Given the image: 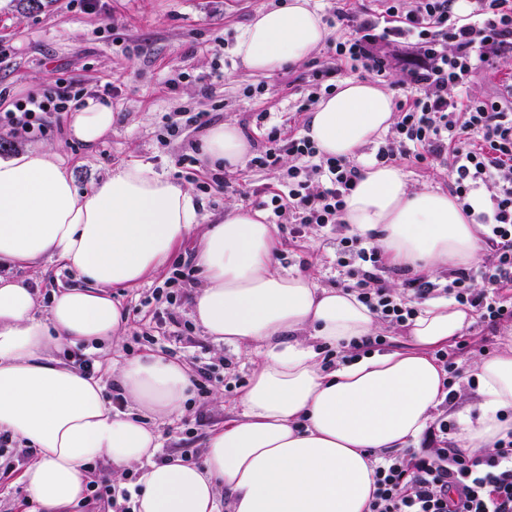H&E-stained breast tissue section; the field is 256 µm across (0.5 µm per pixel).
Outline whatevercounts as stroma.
Segmentation results:
<instances>
[{
  "label": "stroma",
  "mask_w": 512,
  "mask_h": 512,
  "mask_svg": "<svg viewBox=\"0 0 512 512\" xmlns=\"http://www.w3.org/2000/svg\"><path fill=\"white\" fill-rule=\"evenodd\" d=\"M278 0H0V113L13 109L28 93L41 91L56 76L77 88L110 89L114 122L112 133L95 150L71 139L59 112L45 114L41 133L28 136L0 126V157L34 147L51 150L66 159L79 188L87 189L115 166L136 159L151 164L174 181L189 187L200 204L204 223L223 214L227 204L256 208L255 187L278 188L291 157L272 170L248 165L226 170L216 180L213 165L187 160L203 129L188 120L190 113L207 112L212 124L232 121L251 142L258 144V114L266 126L285 133L300 132L310 110L304 91L312 65L332 68L333 84L365 79L362 71L337 64L329 45L347 29L333 21L336 0H312L327 19V46L292 69L260 75L235 63L234 48L242 28L259 10ZM178 136H171V128ZM281 241L276 267L282 272L310 276L322 288H336L333 267L336 238L349 235L348 225L309 227L300 240H291L288 227L276 225ZM172 265L148 277L139 287L119 288L128 328L112 346V365L152 351L185 363L191 372L205 370L209 393H194L183 412L159 426L165 453L192 462L201 458L208 432L239 414L237 396L247 385L254 355L214 343L190 314L194 284L183 288L175 311L180 326L154 316L152 291L163 286ZM505 327L483 330L474 324L464 332L471 348L460 355V377L453 407L438 406V413L457 419L477 399L470 387L476 359L494 353Z\"/></svg>",
  "instance_id": "35a3bbf8"
}]
</instances>
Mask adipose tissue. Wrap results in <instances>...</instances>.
Listing matches in <instances>:
<instances>
[{"label": "adipose tissue", "instance_id": "adipose-tissue-1", "mask_svg": "<svg viewBox=\"0 0 512 512\" xmlns=\"http://www.w3.org/2000/svg\"><path fill=\"white\" fill-rule=\"evenodd\" d=\"M327 35L311 0H283L251 18L234 53L249 71L271 75L306 61ZM70 111L68 132L85 146L111 134L109 100L86 97ZM394 112L380 85L349 80L308 112L301 133L322 154L352 159ZM201 150L233 168L252 145L226 122ZM345 203L343 223L371 238L389 266L429 279L477 258L471 214L446 193L409 190L393 165H366ZM198 222L191 191L140 161L82 192L49 152L0 158V433L36 453L18 483L41 512H68L86 493L89 466L103 459L117 474L141 465L133 512H368L371 453L406 447L426 430L447 396L433 352L472 324L471 308L428 303L406 330V349L326 365L323 347L376 334L374 314L354 293L274 270L280 242L266 213L231 204L200 238L192 316L215 342L251 347L257 359L237 398L241 416L208 433L201 464L155 459L157 422L178 416L189 394L183 363L145 353L113 367L134 404L123 412L98 377L54 357L64 346L101 351L119 340L127 315L113 289L159 271ZM45 261L78 283L58 285L43 306L37 287L14 272ZM474 369L475 414L455 436L470 454L512 430V332Z\"/></svg>", "mask_w": 512, "mask_h": 512}]
</instances>
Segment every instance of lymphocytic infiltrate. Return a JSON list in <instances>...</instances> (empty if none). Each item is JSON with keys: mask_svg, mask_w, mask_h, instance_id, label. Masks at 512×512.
Listing matches in <instances>:
<instances>
[{"mask_svg": "<svg viewBox=\"0 0 512 512\" xmlns=\"http://www.w3.org/2000/svg\"><path fill=\"white\" fill-rule=\"evenodd\" d=\"M380 0L386 26L360 18L346 6L334 9L350 26L349 36L334 46L337 62L355 63L369 73L387 76L383 44L412 48L417 61L401 70L404 99L396 103V121L375 159L389 164L406 160L428 166L449 165L448 189L460 204L474 191L490 195L476 218L483 226V285L471 270H449L447 284L410 274L403 291L391 288L388 267L376 247L352 235L336 241V271L353 278V292L379 319L406 327L418 314V300L446 294L471 307L489 330L512 321V86L503 97H461L479 67L491 68L512 55V0ZM70 86L51 79L43 92L27 94L0 122L30 134L41 129V116L64 109ZM292 156L281 189L266 200L278 223L292 237L305 228L339 223L344 199L361 176L362 167L343 158L326 157L299 134L281 136L271 128L250 164L278 166ZM455 430L439 417L424 433L421 448L385 455L375 468L370 512H512V432L493 450L468 455L456 448Z\"/></svg>", "mask_w": 512, "mask_h": 512, "instance_id": "lymphocytic-infiltrate-1", "label": "lymphocytic infiltrate"}]
</instances>
